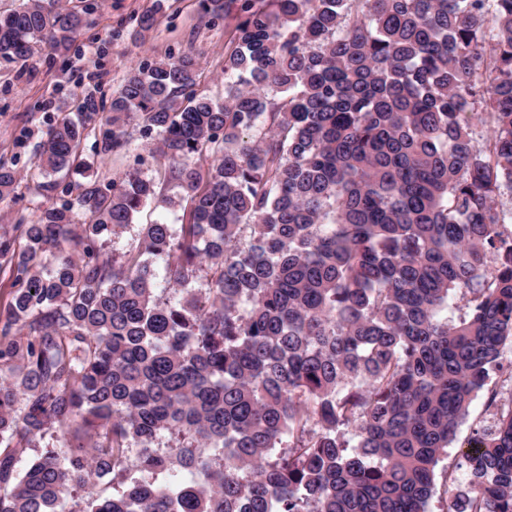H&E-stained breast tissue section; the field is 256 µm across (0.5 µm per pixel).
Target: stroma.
<instances>
[{
  "mask_svg": "<svg viewBox=\"0 0 512 512\" xmlns=\"http://www.w3.org/2000/svg\"><path fill=\"white\" fill-rule=\"evenodd\" d=\"M155 0H97L98 8L84 28L77 49L63 55L37 54L27 66L0 60V164L13 167L19 176L14 197L0 202V232L18 222L37 219L47 205L39 189L42 181L35 161L39 143L50 124L66 113H74L78 100L94 99L109 104L112 93L139 66L171 55L192 53L199 70L196 90L216 99L224 96V50L234 37L235 18L204 19L199 0H165V9L147 31L138 30V17L152 8ZM130 152L96 155L94 146L102 129L93 123L82 144L89 161L90 178L108 183L127 172L165 183L167 158L153 152V136L140 126L128 128ZM163 221L173 226L187 223L184 207L147 206L134 224L114 235L104 251L122 256L139 245L140 225ZM484 418L482 398H475L469 417L460 425L457 440L436 469L437 481L453 474L457 484L467 482V473L457 463L479 421Z\"/></svg>",
  "mask_w": 512,
  "mask_h": 512,
  "instance_id": "stroma-1",
  "label": "stroma"
}]
</instances>
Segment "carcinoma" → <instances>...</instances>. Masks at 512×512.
<instances>
[{"label":"carcinoma","mask_w":512,"mask_h":512,"mask_svg":"<svg viewBox=\"0 0 512 512\" xmlns=\"http://www.w3.org/2000/svg\"><path fill=\"white\" fill-rule=\"evenodd\" d=\"M200 6L237 19L224 101L197 92L192 55L170 56L130 72L106 112L84 100L37 150L41 175L83 173L86 122L108 155L135 121L157 134L173 194L139 174L78 182L16 225L22 246L0 234L14 276L0 512L78 493L74 512H428L481 391L494 422L462 452L446 512H512V410L490 385L512 342L496 206L512 192V0ZM94 9L19 0L0 13V59L70 51ZM204 152L203 174L190 158ZM17 187L0 165V201ZM184 198L189 223L142 224L137 250L104 255L145 206ZM452 293L464 311L442 319ZM47 437L60 445L18 467Z\"/></svg>","instance_id":"1"}]
</instances>
